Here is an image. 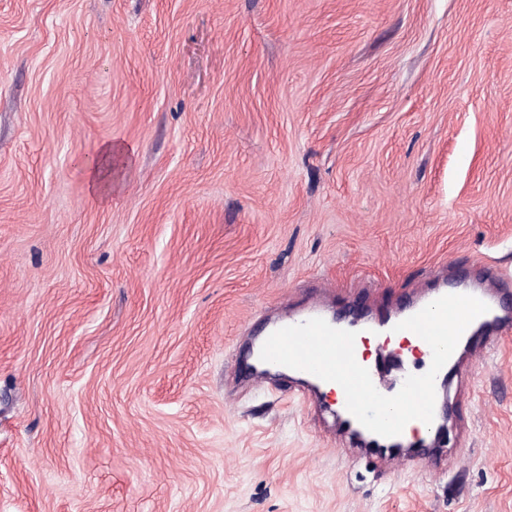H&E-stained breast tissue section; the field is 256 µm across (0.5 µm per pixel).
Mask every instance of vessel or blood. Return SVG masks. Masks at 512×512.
Listing matches in <instances>:
<instances>
[{
  "label": "vessel or blood",
  "instance_id": "obj_1",
  "mask_svg": "<svg viewBox=\"0 0 512 512\" xmlns=\"http://www.w3.org/2000/svg\"><path fill=\"white\" fill-rule=\"evenodd\" d=\"M448 294L475 296L487 304L488 310L465 329L453 354L435 378L436 401L432 423L411 421L400 435L382 437L366 429L347 410L345 392L340 385H328L327 381L309 372L269 363L260 357L261 349L272 333L319 317L334 328L356 332L358 338L374 339L376 351L390 356L397 382H404L412 370L402 350L390 345L393 328L430 302ZM362 306V300L353 297L348 299V312L342 316L332 305L319 304L261 321L251 346L247 372L256 379L263 378L265 372H275L290 383L305 386L307 396L312 400L333 397L336 436L344 442L348 456H373L384 470L416 471L426 466L442 470L449 467L453 455L446 447L444 435L454 407L452 402L445 399L448 382L463 378L476 365L487 361L497 350L503 333L512 329V284L501 282L496 288L490 289L464 271L458 278L437 283L422 294L402 297L394 307L366 313Z\"/></svg>",
  "mask_w": 512,
  "mask_h": 512
}]
</instances>
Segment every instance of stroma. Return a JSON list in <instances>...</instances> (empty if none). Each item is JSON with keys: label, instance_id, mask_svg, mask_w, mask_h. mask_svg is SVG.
<instances>
[{"label": "stroma", "instance_id": "35a3bbf8", "mask_svg": "<svg viewBox=\"0 0 512 512\" xmlns=\"http://www.w3.org/2000/svg\"><path fill=\"white\" fill-rule=\"evenodd\" d=\"M457 262L512 273V0H0V512H512V330L438 474L237 362ZM121 153L118 147L112 146V143L104 144L101 149L98 163L89 165V182L88 190L90 194L97 198L104 199L105 194L108 192L106 185L104 184V176L102 174V166L107 160L112 159V154Z\"/></svg>", "mask_w": 512, "mask_h": 512}]
</instances>
